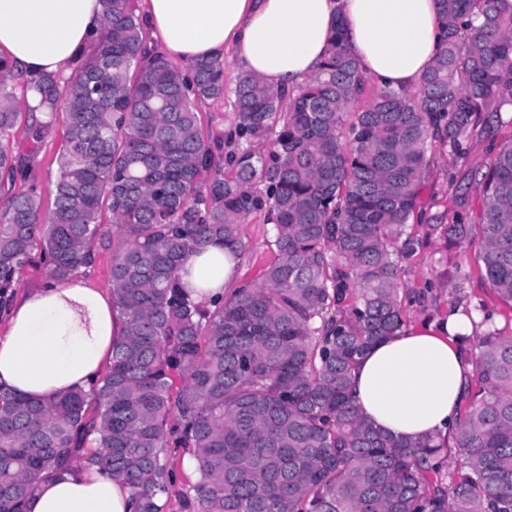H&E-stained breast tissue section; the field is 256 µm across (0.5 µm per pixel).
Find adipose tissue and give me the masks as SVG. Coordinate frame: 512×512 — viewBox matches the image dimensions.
<instances>
[{
    "label": "adipose tissue",
    "instance_id": "ef3b65f1",
    "mask_svg": "<svg viewBox=\"0 0 512 512\" xmlns=\"http://www.w3.org/2000/svg\"><path fill=\"white\" fill-rule=\"evenodd\" d=\"M146 36L172 59L233 55L240 74L298 92L315 76L334 31L382 87L416 91L441 46L437 0H141ZM98 0H0V56L35 78L68 73L98 33ZM242 247L213 245L184 265L182 285L207 305L240 286ZM125 325L111 297L84 281H48L15 300L0 334V386L35 399L89 389ZM472 326L441 312L372 346L352 396L381 431L411 441L450 440L471 390L473 365L460 337ZM27 512H133L122 481L74 464L39 482Z\"/></svg>",
    "mask_w": 512,
    "mask_h": 512
}]
</instances>
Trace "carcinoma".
Masks as SVG:
<instances>
[{
	"mask_svg": "<svg viewBox=\"0 0 512 512\" xmlns=\"http://www.w3.org/2000/svg\"><path fill=\"white\" fill-rule=\"evenodd\" d=\"M438 3L443 48L413 95L384 87L357 108L365 80L339 32L294 95L239 77V137L272 133V150L240 147L234 175L207 181L196 104L224 96V61L185 71L148 47L136 0H100L99 36L67 76L23 80L0 59V315L35 253L58 281L107 254L126 324L91 392L39 401L0 387V512H24L77 457L121 480L139 512H166L173 448L194 456L196 512H512V326L484 304L462 309L477 389L453 444L384 434L352 398L360 358L406 326L402 264L421 245L407 227L431 158L461 157L469 130L512 104V3ZM24 113L33 144L65 126L46 214L17 187ZM479 188L478 223L442 232L456 276L477 274L512 308V142ZM255 212L274 227L273 260L215 307L194 302L182 264L241 240Z\"/></svg>",
	"mask_w": 512,
	"mask_h": 512,
	"instance_id": "carcinoma-1",
	"label": "carcinoma"
}]
</instances>
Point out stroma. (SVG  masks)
Here are the masks:
<instances>
[{"instance_id": "1", "label": "stroma", "mask_w": 512, "mask_h": 512, "mask_svg": "<svg viewBox=\"0 0 512 512\" xmlns=\"http://www.w3.org/2000/svg\"><path fill=\"white\" fill-rule=\"evenodd\" d=\"M232 60L224 62L225 92L223 98L207 100L200 104L204 124L209 125L213 135L224 141L225 152L237 148L232 135L237 126L234 107L236 79ZM63 125H55L48 132L39 149L28 159V183L37 186L42 196L43 209H50L53 202L52 189L57 173L59 147L63 141ZM512 141V112L503 113L501 121L491 122L468 138L465 159L449 165L447 156H437L431 163L420 192L421 208L426 212L424 220L414 222L411 231L422 240L423 245L404 264L403 281L416 300L409 308L411 323L433 317L445 310L457 288L465 289L471 303H485L494 310L497 325L512 320V308L502 305L490 288L481 286L478 280L456 278L448 266L445 256L448 241L435 231L427 218L441 213L461 212L475 217L480 213V192L476 182L487 171L501 145ZM242 277L256 278L259 270L273 259L271 242L273 229L263 214H252L244 223Z\"/></svg>"}]
</instances>
